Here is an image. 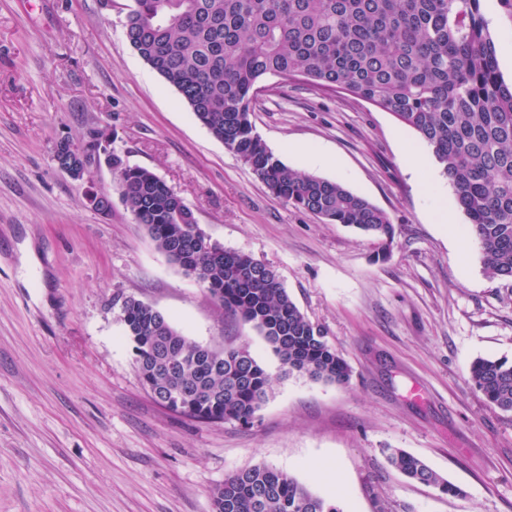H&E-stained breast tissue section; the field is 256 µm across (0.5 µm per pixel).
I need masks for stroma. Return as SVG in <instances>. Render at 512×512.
<instances>
[{"label":"stroma","instance_id":"obj_1","mask_svg":"<svg viewBox=\"0 0 512 512\" xmlns=\"http://www.w3.org/2000/svg\"><path fill=\"white\" fill-rule=\"evenodd\" d=\"M131 2L0 0V512H211V489L257 463L340 512H512V414L469 381L476 357L512 359V281L486 272L431 150L390 113L301 79L265 78L251 104L286 166L388 214L379 257L373 239L275 197L211 135L130 47ZM93 130L172 187L212 240L272 266L349 383L280 375L256 329L155 248L111 166L83 181L59 169L56 142ZM128 297L192 342L250 346L274 376L252 424L151 396L119 320ZM388 448L460 495L406 478Z\"/></svg>","mask_w":512,"mask_h":512}]
</instances>
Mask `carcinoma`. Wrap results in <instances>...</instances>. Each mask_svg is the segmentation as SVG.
Listing matches in <instances>:
<instances>
[{"instance_id": "obj_1", "label": "carcinoma", "mask_w": 512, "mask_h": 512, "mask_svg": "<svg viewBox=\"0 0 512 512\" xmlns=\"http://www.w3.org/2000/svg\"><path fill=\"white\" fill-rule=\"evenodd\" d=\"M126 33L144 63L273 195L371 236L384 255L394 237L389 216L336 181L288 168L255 132L250 103L263 78L300 76L391 113L431 150L487 273L512 281V85L499 71L481 0H133ZM106 160L156 249L224 313L251 324L282 374L348 383V364L272 266L213 241L152 171L112 151ZM119 320L143 385L170 411L248 425L267 402L273 376L249 345L191 342L161 311L131 297ZM469 381L487 404L512 413L511 360L479 357ZM388 460L410 479L459 493L404 450H391ZM210 502L212 512H340L263 464L227 475Z\"/></svg>"}]
</instances>
